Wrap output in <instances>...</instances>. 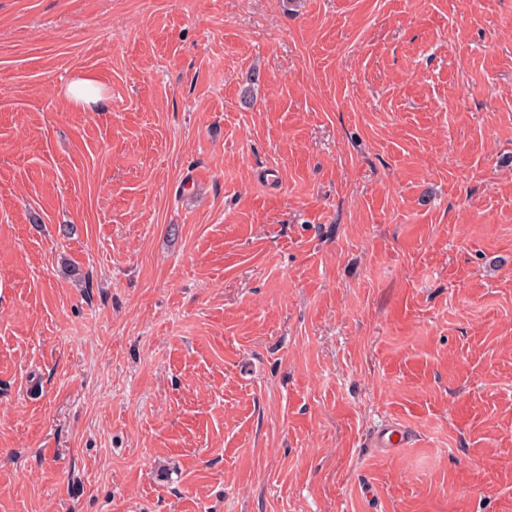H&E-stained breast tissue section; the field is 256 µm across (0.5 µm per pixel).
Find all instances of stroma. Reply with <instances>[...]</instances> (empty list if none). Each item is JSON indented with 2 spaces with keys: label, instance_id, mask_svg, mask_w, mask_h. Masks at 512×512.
<instances>
[{
  "label": "stroma",
  "instance_id": "stroma-1",
  "mask_svg": "<svg viewBox=\"0 0 512 512\" xmlns=\"http://www.w3.org/2000/svg\"><path fill=\"white\" fill-rule=\"evenodd\" d=\"M0 512H512V0H0ZM66 95L75 101L83 100L86 103H97L101 100L99 90L94 86V82L89 79H83L68 85ZM413 439L404 426L393 423L378 431L375 437L376 448L398 449L407 447Z\"/></svg>",
  "mask_w": 512,
  "mask_h": 512
}]
</instances>
